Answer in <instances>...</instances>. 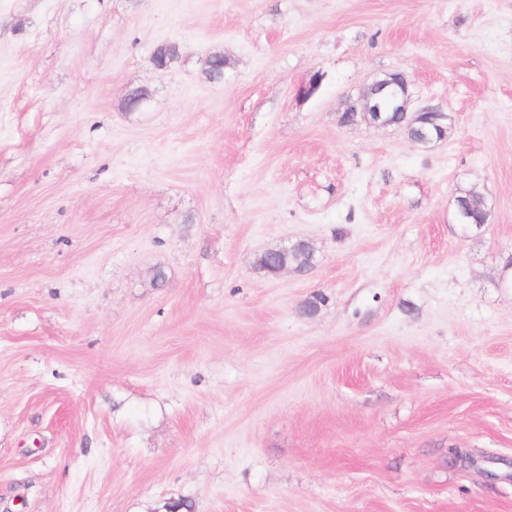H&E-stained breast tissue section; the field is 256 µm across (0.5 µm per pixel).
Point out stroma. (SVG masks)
<instances>
[{"mask_svg":"<svg viewBox=\"0 0 512 512\" xmlns=\"http://www.w3.org/2000/svg\"><path fill=\"white\" fill-rule=\"evenodd\" d=\"M169 498L512 512V0H0V512ZM408 84L407 77L402 73L398 78H392L390 74H387L384 78L375 80L364 88L357 102L349 107L351 112H342L340 122L346 125L352 124L358 119L356 112H360L363 120L377 126L384 125L383 118L390 119L393 122L392 125L403 124L406 118L402 121L404 115L400 112H407ZM393 85L402 87L403 94L400 95V91ZM384 90H387L386 93L392 98L391 112L387 110L384 99L378 96ZM382 112H386L383 118ZM482 195L474 189L461 192L455 199V211L458 224H462L468 228H480L481 225L487 224V219L483 210ZM313 263V255L305 254L302 250L298 249L297 251L281 253L276 256H271L268 252H264L256 260L257 268L262 271L265 275L271 276L269 271H272L276 268V264H287V265H296V266H305L309 262Z\"/></svg>","mask_w":512,"mask_h":512,"instance_id":"stroma-1","label":"stroma"}]
</instances>
